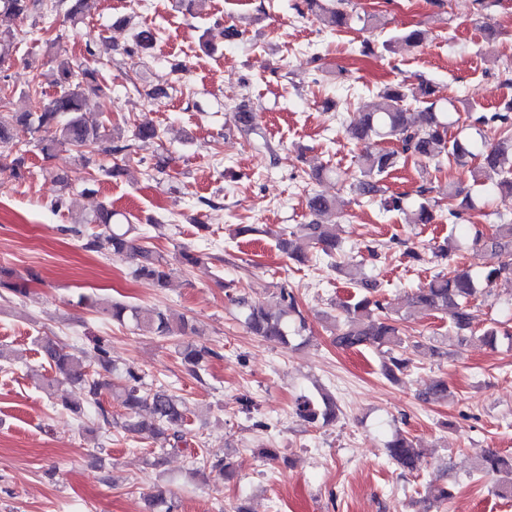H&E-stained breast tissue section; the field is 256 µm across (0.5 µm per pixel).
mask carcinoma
Listing matches in <instances>:
<instances>
[{
  "label": "carcinoma",
  "instance_id": "obj_1",
  "mask_svg": "<svg viewBox=\"0 0 512 512\" xmlns=\"http://www.w3.org/2000/svg\"><path fill=\"white\" fill-rule=\"evenodd\" d=\"M86 0H51L46 6L49 14H63L65 18L76 21L81 18ZM306 10L325 28L336 31L351 27L352 16L340 8L342 0L333 7L325 0H303ZM35 3L33 0H0V19L14 21L31 20ZM16 30L6 27L0 29V80H7L8 71L15 63L14 42ZM156 36L149 30H139L133 34L130 53L140 54L152 48ZM424 33L418 29L389 40L401 49L420 46ZM44 54L50 57L52 66V85L55 93L42 103L38 112L0 113V143L18 144L21 141H37L40 151L51 155L59 147L76 154L79 164L86 168L94 162V157L105 156L113 159L104 169L105 176L119 179L128 171L129 163L134 160V143L159 139L156 125L141 122L135 125L131 136H125L120 128L109 129L100 125H91L84 118L92 100L106 94L110 86L100 78L98 71L86 63L66 57L59 52L58 40H47ZM435 90L422 80L419 82L414 98L425 105L424 124H417L413 112L404 107L406 101L405 83L399 82L385 87L379 94L378 103L348 128L349 136L358 143L369 144L377 139L389 140L394 144L390 149H365L358 155L363 179L356 191L360 195L374 197L382 192L381 180L392 172L400 159L416 157L427 162L440 161L447 157L458 166L468 165V158L477 155L480 163L472 170L473 183L491 188L498 192H512V100L505 102L491 115L481 114L473 119L471 126L478 131L492 128L498 138L491 141L481 136L480 141L464 145L450 139L448 128L451 121L448 113L436 111ZM240 132L248 135L255 130V113L249 105L241 102L234 112ZM9 172L15 180H23L29 173L27 151L18 149L12 159L0 162V172ZM60 192L51 207L62 209L68 206V197L72 189L71 178L66 173L55 175ZM448 196L458 200L456 208L448 211V221L455 223L463 212L472 208L471 194L448 183ZM309 208L320 220L311 224L299 225L304 236L299 245L291 238L279 241L280 250L290 259L303 262L306 259L304 249L318 248L330 260V267L340 272L348 281L360 284L363 288H372L374 284L361 277V271L355 266H340L333 261L336 250L340 248L336 236V225L328 224L323 218L333 215L335 200L316 192L309 198ZM436 216L433 208L421 202L411 211V223L431 224ZM90 223L99 227L91 235L86 248L115 258L128 259L133 263L131 274L134 278L145 280L153 287L162 289L168 286L174 268L160 253L145 245L143 239L132 235V227L121 222L119 213L108 205H102L90 219ZM473 246L489 250L497 261L484 268L475 276L468 268L448 266V270L438 272L424 288H419L408 297L407 310L400 317H393L379 299L366 296L341 305L342 315L334 320L333 343L343 350L376 348L388 354L382 364L383 375L391 382L399 383L402 376L410 370L414 357L441 358L445 352L436 345L410 339L403 329V323L417 314L439 311L448 314L449 326L457 333L483 344H493L500 330L490 323L476 328L479 322L477 310L470 300L481 288H489L503 277H512V222L494 225L492 235L482 239L477 235ZM240 307L243 324L249 332L261 340L274 344H288L290 325H296V331L305 329V318L293 290L282 284L278 288L276 302L270 306L256 304L243 294L232 298ZM99 312L121 325L131 323L139 331L163 340L175 342L177 353L183 364L193 374L203 369L208 358L214 352L206 346H198L189 341V336L201 335L199 326L183 314H174L167 310L142 308L139 306L100 299L97 302ZM97 366L94 370L83 358L68 349V346L52 339L41 342L45 357L53 366L55 375L45 381L52 391L56 402L63 409L76 416L84 413L85 406H95L97 415L103 423L121 430L125 434L139 435L149 433L164 439V445L157 449L153 464L163 463L169 450H175L183 441L182 429L186 423L185 401L169 389L163 387L147 388L143 376L131 367L119 368L109 358L102 342H96ZM117 376L123 380L116 399L123 412L114 417L101 400L102 390L110 386L108 376ZM421 395L427 401H440L448 397V385L443 380H432L425 385ZM296 415L310 424L329 425L336 420L337 406L333 398L325 393L316 399L302 394L296 399ZM390 459L402 470L410 473L421 464L422 452L416 442L401 434L395 435L387 444ZM203 467L192 470L194 474L209 472L217 478L232 477L231 463L218 454H206L202 457ZM476 469L480 473L496 478V493L504 498L512 497V455H503L491 449L477 460ZM152 512H176L173 493L166 487H159L151 495Z\"/></svg>",
  "mask_w": 512,
  "mask_h": 512
}]
</instances>
